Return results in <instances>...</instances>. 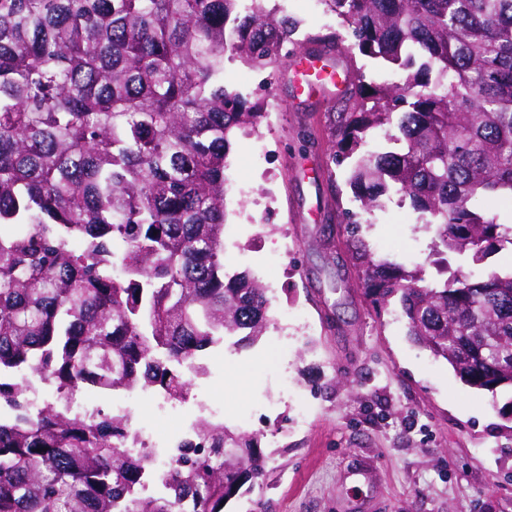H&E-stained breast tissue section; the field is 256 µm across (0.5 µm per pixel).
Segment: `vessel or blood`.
<instances>
[{"label": "vessel or blood", "mask_w": 512, "mask_h": 512, "mask_svg": "<svg viewBox=\"0 0 512 512\" xmlns=\"http://www.w3.org/2000/svg\"><path fill=\"white\" fill-rule=\"evenodd\" d=\"M286 68L300 75L297 94L305 98H329L343 93L350 79L344 65L331 64L328 56L311 54L303 48L289 53Z\"/></svg>", "instance_id": "1"}]
</instances>
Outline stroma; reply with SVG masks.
<instances>
[{
	"instance_id": "35a3bbf8",
	"label": "stroma",
	"mask_w": 512,
	"mask_h": 512,
	"mask_svg": "<svg viewBox=\"0 0 512 512\" xmlns=\"http://www.w3.org/2000/svg\"><path fill=\"white\" fill-rule=\"evenodd\" d=\"M224 79L275 105L256 132L233 136L225 168L249 195L225 204L234 234L224 272L267 286L271 324L256 344L203 352L206 373L175 414L137 400L125 414L130 427L173 446L204 404L225 406V426L257 437L268 476L224 512H347L359 496L376 512H512V390L463 384L410 340L397 309L374 307L352 264L336 205L359 203L347 168L332 161L325 122L339 98L296 97L286 69L236 59H225ZM361 233L377 256L437 280L435 227L410 199L385 196L363 214ZM362 460L373 466L369 481L351 486L344 476Z\"/></svg>"
}]
</instances>
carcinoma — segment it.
Returning <instances> with one entry per match:
<instances>
[{"label": "carcinoma", "mask_w": 512, "mask_h": 512, "mask_svg": "<svg viewBox=\"0 0 512 512\" xmlns=\"http://www.w3.org/2000/svg\"><path fill=\"white\" fill-rule=\"evenodd\" d=\"M0 0V512H223L264 486L267 457L243 431L200 421L166 472L127 420L30 409L23 381L59 394L150 387L185 399L197 353L252 345L268 288L224 275L230 136L267 116L224 84V55L275 68L300 21L254 0ZM355 55L328 113L332 159L350 162L361 210L395 192L436 225L432 251L483 263L512 250V224L470 206L512 203V0H322ZM401 113L397 151L370 129ZM347 247L378 308L476 389L512 388V272L439 283L374 257L359 213L339 208ZM84 248H72L75 239ZM153 480L159 493L144 497Z\"/></svg>", "instance_id": "carcinoma-1"}]
</instances>
